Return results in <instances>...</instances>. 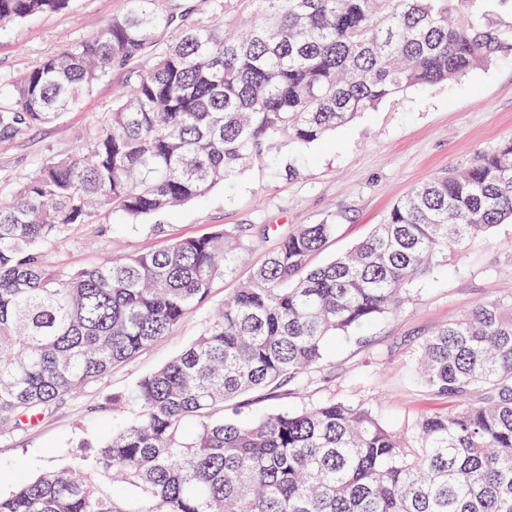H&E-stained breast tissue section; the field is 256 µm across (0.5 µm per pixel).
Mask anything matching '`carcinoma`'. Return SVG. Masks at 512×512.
<instances>
[{
    "label": "carcinoma",
    "mask_w": 512,
    "mask_h": 512,
    "mask_svg": "<svg viewBox=\"0 0 512 512\" xmlns=\"http://www.w3.org/2000/svg\"><path fill=\"white\" fill-rule=\"evenodd\" d=\"M481 0H213L177 27L159 0L65 45L0 92V139L76 108L114 64L130 91L69 152L0 206V431L44 419L75 390L171 335L247 249L221 228L61 276L55 241L102 214L163 213L205 196L275 143L310 146L404 91L455 81L512 50ZM69 0H0V25ZM175 32L158 45V34ZM512 221V138L400 200L323 264L334 224H299L185 351L144 377L135 415L78 464L18 479L0 512H512V318L479 303L419 345L446 413L409 434L370 409L217 416L299 385L330 341L397 312L408 286Z\"/></svg>",
    "instance_id": "carcinoma-1"
}]
</instances>
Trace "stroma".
I'll return each instance as SVG.
<instances>
[{"label": "stroma", "instance_id": "35a3bbf8", "mask_svg": "<svg viewBox=\"0 0 512 512\" xmlns=\"http://www.w3.org/2000/svg\"><path fill=\"white\" fill-rule=\"evenodd\" d=\"M125 0H70L60 11L0 25V77L34 67L64 44L87 38ZM131 84L129 67L113 66L80 105L55 121L0 141V197L50 156L75 147L112 109L113 97ZM512 136V52L448 82L415 87L361 114L307 148L281 142L273 162L253 165L230 184L181 208L130 223L103 215L61 237L48 260L61 275L107 258L154 251L172 239L217 227L248 229L250 249L232 273L216 279L207 299L171 336L71 394L50 416L19 432L0 434V492L12 489V470L29 476L74 463V448L127 422L129 397L139 380L189 347L238 284L276 246L277 234L297 224H332L336 231L318 252L322 264L364 240L392 205L434 174L467 166L482 151ZM512 294V223L497 225L444 270L420 278L395 314L361 329V341L335 348L301 386L281 384L260 398L261 410H298L338 400L370 408L385 424L407 430L421 416L445 411L448 400L419 381L414 355L438 327L474 305Z\"/></svg>", "mask_w": 512, "mask_h": 512}]
</instances>
